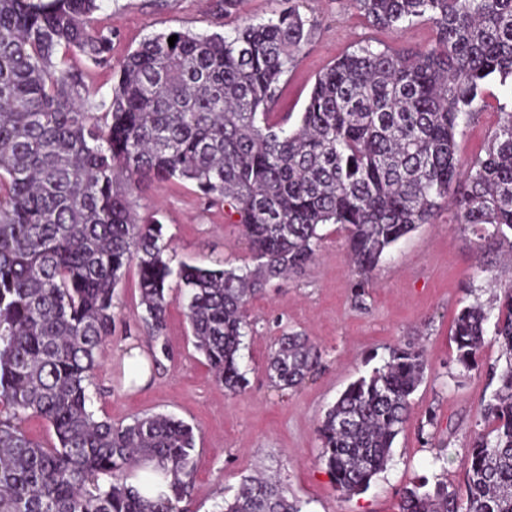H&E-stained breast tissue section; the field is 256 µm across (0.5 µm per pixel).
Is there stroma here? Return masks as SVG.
Instances as JSON below:
<instances>
[{"mask_svg":"<svg viewBox=\"0 0 512 512\" xmlns=\"http://www.w3.org/2000/svg\"><path fill=\"white\" fill-rule=\"evenodd\" d=\"M285 0H104L95 18L114 32L112 59L120 61L144 38L170 29L221 33L243 20H261L283 9ZM311 35L281 83L276 109L299 117L318 74L377 31L345 0H297ZM486 104L457 135L456 153L468 160L484 147L499 115L512 109V84L490 78ZM139 216L154 215L163 226L167 255L186 262L227 268L251 264L250 245L224 208L207 203L188 182H148L132 197ZM313 262L286 279L272 280L251 297L252 330L243 339L239 366L244 391H225L193 345L184 313L175 301L161 339L143 330L135 270L115 290L114 322L94 372L89 394L96 418L127 422L144 413L183 420L198 436L196 467L181 512H216L246 476L263 472L278 479L302 512H399L404 488L422 481L463 486L461 459L474 430L482 428L481 408L497 387L505 364L501 349L488 341L477 368L455 362L452 320L462 306L480 303L496 311L502 288L512 283V243L473 232L441 210L387 253L364 292L348 258L346 233L321 226ZM305 333L322 352L321 365L302 384L281 390L266 371L276 339ZM164 343L168 356L153 368L149 382L127 387L122 358L129 348L153 350ZM423 347L424 381L414 393L408 421L396 438L384 472L370 488L351 497L337 490L319 460L317 425L349 383L382 366L396 347Z\"/></svg>","mask_w":512,"mask_h":512,"instance_id":"35a3bbf8","label":"stroma"}]
</instances>
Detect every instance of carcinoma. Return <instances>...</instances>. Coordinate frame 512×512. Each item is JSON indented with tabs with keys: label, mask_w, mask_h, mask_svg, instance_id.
<instances>
[{
	"label": "carcinoma",
	"mask_w": 512,
	"mask_h": 512,
	"mask_svg": "<svg viewBox=\"0 0 512 512\" xmlns=\"http://www.w3.org/2000/svg\"><path fill=\"white\" fill-rule=\"evenodd\" d=\"M101 2L0 0V512H176L187 496L193 426L160 413L114 423L89 410L114 290L130 267L146 333L162 336L176 280L196 349L237 393L247 386L248 301L313 261L320 226L345 229L360 289L388 249L446 206L459 224L512 235V110L500 106L483 152L465 163L456 154L486 81L512 78V0H349L379 31L429 24L433 44H357L318 74L292 129L274 108L311 32L296 7L222 35L155 34L114 66L112 30L94 19ZM74 54L112 71L111 96L71 69ZM172 180L238 216L256 265H170L162 225L138 216L131 197ZM489 318L479 303L456 312L462 367L485 348ZM494 341L507 363L461 461L465 493L421 482L399 512H512V284ZM320 360L308 337L284 333L267 370L284 390ZM425 369L421 347L394 348L326 410L320 460L344 494L367 491L386 469ZM32 417L53 430L51 445L27 434ZM142 456L174 475L155 501L126 482ZM222 512L302 510L277 483L251 477Z\"/></svg>",
	"instance_id": "obj_1"
}]
</instances>
